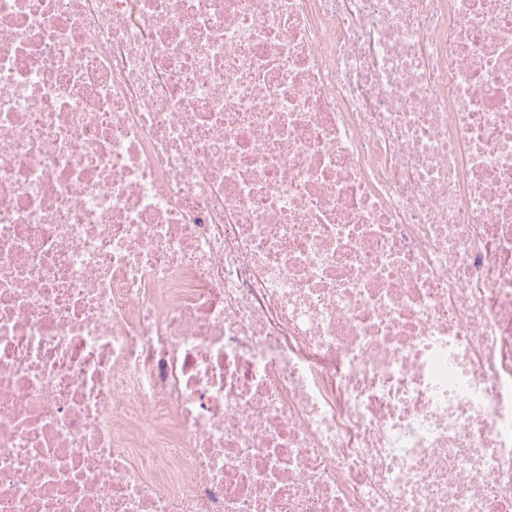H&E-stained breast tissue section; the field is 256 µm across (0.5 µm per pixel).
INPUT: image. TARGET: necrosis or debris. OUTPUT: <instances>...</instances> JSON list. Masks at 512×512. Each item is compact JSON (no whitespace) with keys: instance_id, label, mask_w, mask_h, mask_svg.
Returning a JSON list of instances; mask_svg holds the SVG:
<instances>
[{"instance_id":"necrosis-or-debris-1","label":"necrosis or debris","mask_w":512,"mask_h":512,"mask_svg":"<svg viewBox=\"0 0 512 512\" xmlns=\"http://www.w3.org/2000/svg\"><path fill=\"white\" fill-rule=\"evenodd\" d=\"M0 512H512V0H0Z\"/></svg>"}]
</instances>
